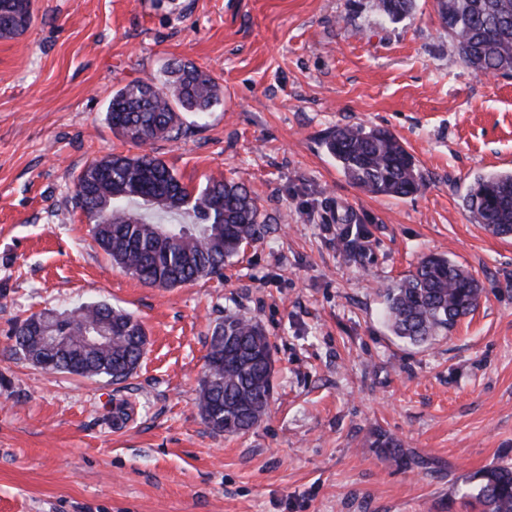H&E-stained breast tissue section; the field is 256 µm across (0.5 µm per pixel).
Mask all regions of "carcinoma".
Here are the masks:
<instances>
[{"instance_id": "obj_1", "label": "carcinoma", "mask_w": 512, "mask_h": 512, "mask_svg": "<svg viewBox=\"0 0 512 512\" xmlns=\"http://www.w3.org/2000/svg\"><path fill=\"white\" fill-rule=\"evenodd\" d=\"M377 7L398 20L410 13L413 0H377ZM437 12L451 48L476 74L512 75V0H437ZM32 20V0H0V39L22 34ZM220 101L218 83L190 61L168 65L154 81L121 87L112 94L106 120L142 151L95 159L77 176L74 202L92 224L96 244L113 265L147 285L174 288L219 277L227 260L258 240L261 212L244 185L210 177L203 188L191 189L149 149L158 140L188 134L179 113L204 114ZM323 143L348 180L370 194L407 197L423 185L414 156L386 129L338 126ZM465 205L487 231L512 236V172L479 177ZM480 296L470 271L435 253L382 290L389 329L416 345L448 335L477 309ZM74 323L80 334L103 332L109 338L48 364L45 327L64 335ZM12 336L36 367L120 382L135 372L143 355L137 342L146 332L132 314L94 303L70 313L32 314L15 325ZM206 365L219 387H200L201 417L217 433L248 432L266 413L272 389L271 346L263 328L238 313L224 314L213 328ZM473 479L476 485L463 497L477 512H512V466Z\"/></svg>"}]
</instances>
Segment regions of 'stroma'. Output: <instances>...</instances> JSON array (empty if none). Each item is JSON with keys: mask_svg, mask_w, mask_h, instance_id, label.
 Masks as SVG:
<instances>
[{"mask_svg": "<svg viewBox=\"0 0 512 512\" xmlns=\"http://www.w3.org/2000/svg\"><path fill=\"white\" fill-rule=\"evenodd\" d=\"M0 39V512H467L481 471L512 463V237L464 197L512 170V78L453 52L436 0L390 21L376 0H33ZM189 60L224 97L156 155L181 182L244 184L260 238L207 278L144 285L112 265L73 205L86 164L136 153L105 119L117 89ZM380 127L424 176L405 198L349 182L322 142ZM430 253L483 293L455 329L393 336L380 290ZM105 302L147 333L116 383L33 366L17 321ZM272 346L248 433L199 414L207 340L226 311ZM128 403L126 423L112 411ZM401 441L380 448L378 433Z\"/></svg>", "mask_w": 512, "mask_h": 512, "instance_id": "1", "label": "stroma"}]
</instances>
